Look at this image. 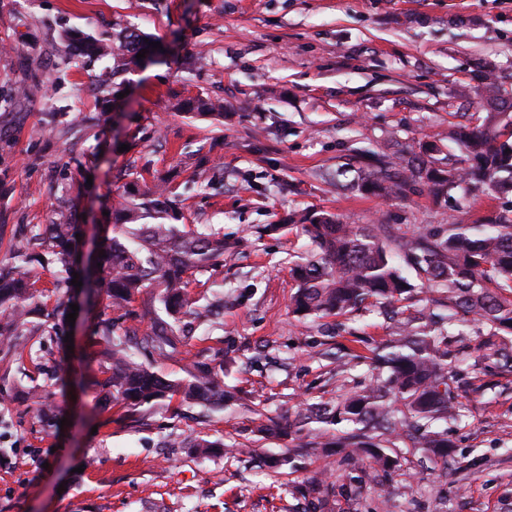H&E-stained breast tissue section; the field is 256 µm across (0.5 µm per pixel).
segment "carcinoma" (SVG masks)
Here are the masks:
<instances>
[{
  "label": "carcinoma",
  "instance_id": "carcinoma-1",
  "mask_svg": "<svg viewBox=\"0 0 512 512\" xmlns=\"http://www.w3.org/2000/svg\"><path fill=\"white\" fill-rule=\"evenodd\" d=\"M151 49L148 37L125 27L107 41L87 37L81 50L88 58L109 57L112 68L99 77L107 90L124 73L137 68L136 55ZM180 108L220 115L218 101L199 99ZM503 112H488L482 123L455 126L450 138L460 147L467 165L448 158V171L434 161L400 157L384 161L360 178L361 188L385 199L400 197L412 183H421L438 204L448 203V192L465 186L487 194L512 192V121ZM119 221L105 239V254L95 288L110 298L116 317L103 318L97 334L102 356L111 361V374L100 386L130 417L154 401L178 399L191 404L224 408L234 393L224 386V362L212 359L192 364L188 378L167 380L152 371L132 352L141 345L149 355L166 359L189 339L183 319L197 314L188 286L197 273L214 266L239 246L202 226L182 223L181 207L163 189L143 192L132 188L116 207ZM293 226L311 242V249L291 261L297 283L291 297L293 312L303 318L343 314L367 303L397 306L420 286L428 300L442 308L408 315L396 324L395 336L373 350L376 375L367 387L343 401L312 404L301 414L302 423L329 427L345 421L351 429L340 437L354 452L370 450L374 470L398 462V447L405 453L425 452L447 461L452 445L446 424L459 420L460 393L473 385L455 370L457 353L448 349V337L459 327L478 322L488 328L486 352L472 367L474 378L487 372L512 375V218L495 217L493 224H443L418 228L412 236L389 234L384 224H346L329 212L310 211ZM35 236L55 249L63 276L56 288L67 286L73 264L75 225L62 216ZM410 266L421 284L402 274ZM25 265L0 268V340L5 342L26 322L28 306L35 303L32 277ZM150 289L168 319L154 321L139 335L119 333L121 324L138 318L131 304ZM191 448L199 456L228 454L219 440L195 437Z\"/></svg>",
  "mask_w": 512,
  "mask_h": 512
}]
</instances>
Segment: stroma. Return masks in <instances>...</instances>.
Returning <instances> with one entry per match:
<instances>
[{"mask_svg":"<svg viewBox=\"0 0 512 512\" xmlns=\"http://www.w3.org/2000/svg\"><path fill=\"white\" fill-rule=\"evenodd\" d=\"M117 22L160 48L125 75L120 109L98 125L94 82L112 61L74 56L68 37H107ZM15 85L27 99L4 103ZM196 96L223 100V116L173 109ZM485 104L512 116V0H0V266L40 253L32 228L62 214L80 250L102 245L109 210L138 176L165 187L185 223L240 242L189 287L223 298V310L153 363L177 380L228 354L236 401L161 400L137 423L99 385L106 295L85 305L55 290L57 264L37 267L44 312L0 343V512H512L510 376L485 375L462 395L448 462L418 452L377 478L368 455L322 436L301 448L296 435L254 430L256 413L292 419L368 385L365 348L393 334L368 305L316 321L292 313L289 262L310 247L292 215L325 210L409 234L512 211V193L457 188L439 205L421 184L386 200L352 182L377 157H421L428 144L447 168L449 125L474 124ZM338 346L357 359L336 381L326 354ZM34 389L50 410L33 404ZM195 436L233 452L195 456Z\"/></svg>","mask_w":512,"mask_h":512,"instance_id":"stroma-1","label":"stroma"}]
</instances>
